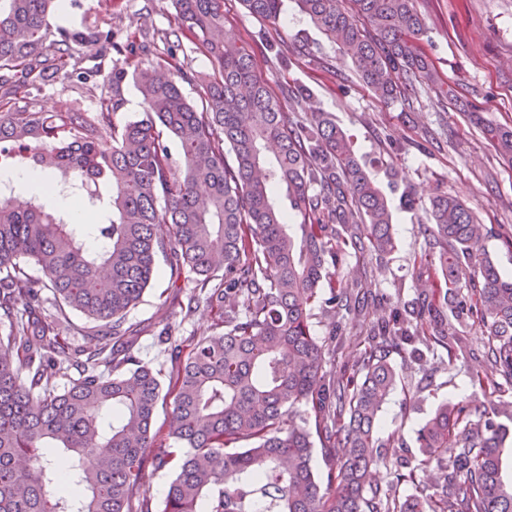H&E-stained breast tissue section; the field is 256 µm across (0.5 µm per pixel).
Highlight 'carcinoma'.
Returning <instances> with one entry per match:
<instances>
[{
  "label": "carcinoma",
  "mask_w": 512,
  "mask_h": 512,
  "mask_svg": "<svg viewBox=\"0 0 512 512\" xmlns=\"http://www.w3.org/2000/svg\"><path fill=\"white\" fill-rule=\"evenodd\" d=\"M0 9V143L44 181L108 214L91 250L78 224L43 205L0 196V512H149L142 476L148 460L173 465L163 512H512L505 464L507 427L467 402L444 403L420 428L419 456L390 493L372 473L383 462L378 413L394 390L392 354L414 363L445 350L457 361L456 325L488 333L495 375L473 371L484 391L512 387V280L480 248L483 225L459 198L439 193L425 207L428 233L450 249L414 257L415 281L429 282L447 306L423 297L410 309L370 313L364 269L396 247L393 210L344 131L320 112L290 120L254 72L245 49L224 39V0H173L181 36L213 63L198 77L202 106L173 50L156 62L128 59L106 80L112 96L92 112H15L25 83L68 73L87 47L112 46V31L83 20L44 39L55 0H6ZM312 25L356 66L382 99L437 85L419 46L426 33L414 0H295ZM276 22L284 0H240ZM132 78L145 118L114 126L121 89ZM512 160V131L490 130ZM180 145L175 168L164 144ZM192 288L184 305L215 319L210 335L172 350L168 388L133 354L126 314L155 277L158 257ZM360 277L340 279L338 258ZM41 267L34 280L27 264ZM58 296L49 310L41 293ZM331 319V346L311 334L315 306ZM77 311L100 329L70 341ZM357 351L354 362L348 350ZM73 369L79 378L59 381ZM172 399L169 437L157 443L153 418ZM308 407L332 467L313 468ZM72 457L67 473L42 452ZM453 452H448V449ZM415 493L400 494L401 481Z\"/></svg>",
  "instance_id": "cac0c4a2"
}]
</instances>
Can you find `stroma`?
Here are the masks:
<instances>
[{"label":"stroma","instance_id":"1","mask_svg":"<svg viewBox=\"0 0 512 512\" xmlns=\"http://www.w3.org/2000/svg\"><path fill=\"white\" fill-rule=\"evenodd\" d=\"M427 32L419 42L453 97L434 87L385 101L361 81L350 59L328 42L302 15L294 0H284L276 23L248 14L239 0H224V30L250 53L256 73L279 95L288 116L326 112L346 133L354 152L376 173L391 199L413 190L421 204L395 209L396 250L370 264L367 286L372 294L396 302L418 294L412 278L415 252L428 244L423 202L438 193L456 196L473 208L485 226L484 249L500 274L512 279V163L502 159L486 129L512 130V0H415ZM111 27L113 46L107 54L84 51L81 67L108 70L127 54L129 34L154 38L152 56H162L165 35L177 28L172 0H75L50 19L49 42L59 38L58 27L83 20ZM307 87L306 96H283V88ZM106 82L80 83L65 78L41 90H19L13 108L37 106L56 111L60 100L89 112ZM213 317L199 311L192 318L181 312L171 287V271L158 262L152 287L131 309L124 325L136 336L138 361L169 378L171 345H188L210 332ZM400 380L380 412L377 432L383 464L375 474L378 487L391 485L398 462L418 453L417 433L446 401H470L479 410H499L512 403V390L473 392L469 368L449 362L447 354L430 357L423 366L402 365Z\"/></svg>","mask_w":512,"mask_h":512}]
</instances>
